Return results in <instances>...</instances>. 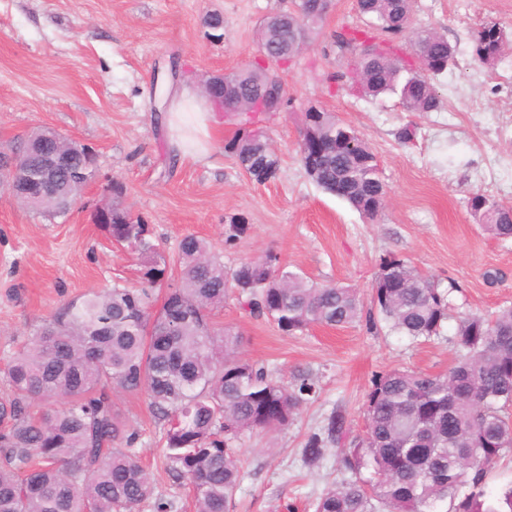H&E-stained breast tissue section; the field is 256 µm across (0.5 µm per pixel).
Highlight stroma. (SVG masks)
<instances>
[{
	"instance_id": "stroma-1",
	"label": "stroma",
	"mask_w": 512,
	"mask_h": 512,
	"mask_svg": "<svg viewBox=\"0 0 512 512\" xmlns=\"http://www.w3.org/2000/svg\"><path fill=\"white\" fill-rule=\"evenodd\" d=\"M290 5L0 0V150L49 127L98 156L95 177L63 215L34 213L0 186V398L11 393L3 375L10 354L45 320L113 282L137 283L136 257L91 221L116 182L170 260L192 234L221 252L226 267L273 252L289 270L356 289L367 301L380 259L395 256L451 291L450 320L427 342L361 323L288 335L228 294L213 321L241 333L240 358L264 363L288 384L312 376L318 388L287 426L241 436L243 478L230 512H313L345 477L335 450L314 468L302 456L331 412L344 414L347 440L362 437L375 374L446 372L456 355L455 318L512 307V239L484 232L467 207L475 191L512 206V48L485 66L474 62L471 42L487 21L512 29V0H413L415 24L433 27L456 49L455 66L436 81L443 107L427 113L405 111L394 95L370 99L331 82L344 56L333 35L359 20L355 0H331L311 41L280 71L289 103L264 127L281 160L278 177L259 185L240 170L224 150L239 128L227 117L206 162L174 158L165 124L154 119L159 95L179 85L203 90L212 75L254 62L260 22ZM215 12L224 17L220 38L206 25ZM313 105L356 129L376 155L386 198L375 219L322 191L302 167L300 130ZM407 127L415 130L408 142L401 138ZM234 216L250 230L228 248L224 227ZM114 402L141 434L137 450L155 497L195 512L189 488L167 474L163 427L146 396L118 392Z\"/></svg>"
}]
</instances>
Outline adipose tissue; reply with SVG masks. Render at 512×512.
<instances>
[{
    "mask_svg": "<svg viewBox=\"0 0 512 512\" xmlns=\"http://www.w3.org/2000/svg\"><path fill=\"white\" fill-rule=\"evenodd\" d=\"M165 121L174 146L184 157L199 162L209 155L219 121L210 104L199 100L191 89H183L171 100Z\"/></svg>",
    "mask_w": 512,
    "mask_h": 512,
    "instance_id": "obj_1",
    "label": "adipose tissue"
}]
</instances>
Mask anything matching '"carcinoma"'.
Returning a JSON list of instances; mask_svg holds the SVG:
<instances>
[{"mask_svg": "<svg viewBox=\"0 0 512 512\" xmlns=\"http://www.w3.org/2000/svg\"><path fill=\"white\" fill-rule=\"evenodd\" d=\"M311 2L298 0L299 15L287 28L259 31L258 47L299 49L315 24ZM357 9L376 35L363 38L349 27L335 33L334 43L350 56L331 79L352 80L372 99L395 94L408 112L438 111L434 80L454 63L455 48L434 29L414 25L411 0H360ZM405 33L418 67L389 40ZM472 42L474 61L488 65L512 46V31L485 22ZM257 70L252 63L232 71L211 93L223 95L227 81L248 106L267 94L278 97L276 109L245 115L224 146L251 181L264 184L278 176L280 158L266 135L255 138L249 127L281 112L288 99L274 69H266L263 80L252 78ZM310 134L324 146L322 169L311 180L376 218L385 188L365 139L333 112L317 122L305 112L299 155L306 170ZM51 150L66 159L41 200L22 189L15 195L31 210L60 214L96 170L87 166L86 146L57 142L50 130L39 129L22 158L32 177L41 179L43 154ZM112 193L106 203L112 223L103 228L137 256L138 284L115 283L67 303L10 356L4 375L12 395L0 401V512H139L150 500L153 512H172L174 503L153 500L151 477L136 451L140 434L115 408L116 390L147 395L164 428L168 476L189 485L196 512H229L242 478L240 436L288 425L316 394L308 377L289 387L264 364L237 356L241 336L215 329L210 318L230 290L249 315L286 334L363 322L370 330L383 323L398 335L429 340L448 321V293L396 257L381 259L375 279L392 266L402 286L373 289L369 308L355 290L316 284L273 254L229 272L222 256L193 235L180 243L175 275L149 225L122 205L123 186L114 183ZM468 207L491 236L512 238L511 205L474 192ZM249 230L244 219L230 218L224 245L236 246ZM454 341L458 355L446 374L394 369L373 378L366 436L341 451L349 477L318 498L315 512H512V485L497 494L486 486L488 470L512 450L505 416L512 406V307L460 318ZM52 399L61 407L33 411L34 402ZM344 424L337 413L323 432L308 437L307 465L342 444Z\"/></svg>", "mask_w": 512, "mask_h": 512, "instance_id": "obj_1", "label": "carcinoma"}]
</instances>
